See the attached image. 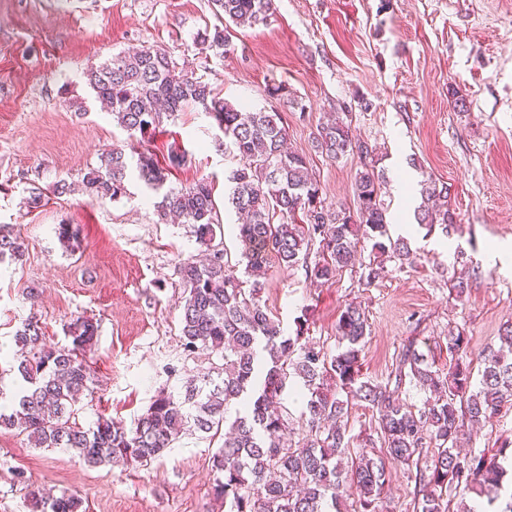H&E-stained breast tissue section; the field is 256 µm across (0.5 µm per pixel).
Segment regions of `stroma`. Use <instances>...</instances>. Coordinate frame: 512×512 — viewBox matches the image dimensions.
I'll use <instances>...</instances> for the list:
<instances>
[{
	"instance_id": "obj_1",
	"label": "stroma",
	"mask_w": 512,
	"mask_h": 512,
	"mask_svg": "<svg viewBox=\"0 0 512 512\" xmlns=\"http://www.w3.org/2000/svg\"><path fill=\"white\" fill-rule=\"evenodd\" d=\"M217 22L210 0H0V225H13L24 242L21 260L0 261V351L10 352L31 318L58 346L68 344L73 317L97 321L94 394L81 401L86 424L101 414L131 423L159 391L183 393L219 365L217 356L181 346L177 269L203 251L188 225L159 219L157 197L137 171L116 200H93L82 189L105 150L147 149L163 160L179 149L186 162L170 170L168 186L211 183L228 261L243 274L231 232L238 216L224 203L238 161L220 148L213 120L182 112L138 142L83 77L112 55L155 45L230 103L279 113L289 146L306 157L333 210L355 209L362 161L328 157L315 136L329 118H343L353 138L376 150L388 216L413 226L408 235L394 224L389 230L407 237L414 264L386 262L368 288L359 283L366 241L358 265L325 284L307 275L319 258L315 245L304 261L272 267L260 299L285 333L308 315L310 340L337 353L338 314L356 301L371 330L364 380L386 385L408 348L448 367L454 329L480 363L512 318V0H275L269 23L233 29L223 54L200 43ZM429 175L448 185L453 222L445 230L416 222L418 185ZM405 177L413 185L407 194L399 189ZM61 180L68 193L29 206L32 193ZM63 224L72 232L66 240L57 234ZM497 244L504 252L493 253ZM460 280L468 284L462 295ZM371 420V408L351 402V455L379 453ZM216 447L189 432L148 465L89 467L2 432L0 512H31L30 485L75 492L86 512H224L208 466ZM386 469L383 512H416L415 468L390 460Z\"/></svg>"
}]
</instances>
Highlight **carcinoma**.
<instances>
[{
    "instance_id": "obj_1",
    "label": "carcinoma",
    "mask_w": 512,
    "mask_h": 512,
    "mask_svg": "<svg viewBox=\"0 0 512 512\" xmlns=\"http://www.w3.org/2000/svg\"><path fill=\"white\" fill-rule=\"evenodd\" d=\"M211 4L225 21L203 34L202 43L215 50L230 46L231 27L263 25L274 13V0ZM85 78L131 136L143 137L163 117L189 109L213 119L224 135V151L241 162L229 176V202L243 219L237 240L250 287L224 261L210 185L201 179L180 189L166 187L170 169L183 165L185 154L172 150L168 163L161 165L152 153H138L136 168L158 195L160 216L189 225L210 252L208 262L189 259L179 268L186 288L181 340L189 353L205 350L224 359L217 379H209L208 389L188 386L182 401L158 394L129 426L100 416L85 428L78 404L91 392L86 354L98 341L97 322L84 315L73 319L68 325L71 344L60 347L47 344L38 322L29 319L13 336L11 361L26 387L11 412L0 410V431L24 434L35 448L72 451L89 467L146 465L186 431L208 434L221 428L228 406L242 401V415L229 424L221 448L210 458L214 492L227 512H342L343 496L352 489L354 512H381L386 482L382 460L363 456L345 462L350 437L344 418L352 398L376 410L375 432L389 456L415 465L421 492L417 512H474L471 507L453 509L450 491L461 498L469 493L499 498L507 474L499 459L483 450L463 454L456 443L466 425L484 424L504 406L512 407V321L503 327L499 346L484 354L478 386L472 384L467 362V337L459 331L448 336V372L408 348L401 353L390 390L361 380L360 355L369 335L361 305L351 302L341 311L336 322L340 350L329 355L307 340L308 319L297 318L295 335L286 336L260 303L270 263L292 267L314 241L321 250V260L310 268L316 283L329 282L354 265L364 240L371 242L373 253L359 278L366 287L380 278L384 259L411 258L408 242L389 235L379 200L383 172L372 148L354 139L342 119L318 128L316 142L326 154L338 159L355 153L363 160L364 169L355 179L356 211H332L324 205L306 159L285 150L287 131L278 113L235 107L194 72L177 69L165 50L148 47L118 55L87 70ZM127 169L123 151L101 155L98 166L83 178L87 195L120 198L126 193ZM422 193L433 206L417 216L418 223H453L446 183L425 179ZM22 253L19 239L0 226V260ZM291 377L307 398L310 429V437L294 445L284 441L288 418L282 405ZM407 380L433 397L417 409L407 405L398 395ZM430 447L434 458L420 464L418 455ZM26 498L34 512H82L81 499L66 490L43 495L29 485Z\"/></svg>"
}]
</instances>
